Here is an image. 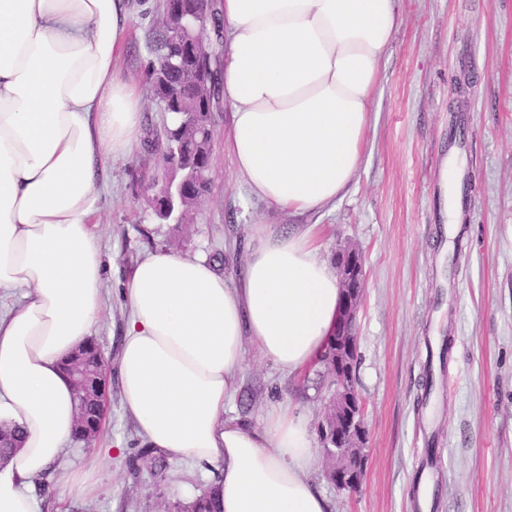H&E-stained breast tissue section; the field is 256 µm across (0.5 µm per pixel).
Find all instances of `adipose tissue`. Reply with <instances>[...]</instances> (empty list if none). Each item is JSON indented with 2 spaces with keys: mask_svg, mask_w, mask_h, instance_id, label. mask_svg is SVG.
<instances>
[{
  "mask_svg": "<svg viewBox=\"0 0 512 512\" xmlns=\"http://www.w3.org/2000/svg\"><path fill=\"white\" fill-rule=\"evenodd\" d=\"M220 14L237 173L291 215L335 203L362 162L398 0H221ZM132 21L129 0H0V290L23 293L0 317V423L23 433L0 464V512H34L33 482L73 436L61 363L102 303L96 170L141 139V85L118 74ZM125 298L119 375L144 446L221 465L224 512H330L296 405L256 424L228 414L247 349L298 376L336 330L342 288L317 225H253L237 276L146 254Z\"/></svg>",
  "mask_w": 512,
  "mask_h": 512,
  "instance_id": "obj_1",
  "label": "adipose tissue"
}]
</instances>
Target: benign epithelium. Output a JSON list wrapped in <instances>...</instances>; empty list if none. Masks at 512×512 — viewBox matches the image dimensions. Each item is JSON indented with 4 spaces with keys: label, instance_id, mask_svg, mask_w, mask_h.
Returning <instances> with one entry per match:
<instances>
[{
    "label": "benign epithelium",
    "instance_id": "benign-epithelium-1",
    "mask_svg": "<svg viewBox=\"0 0 512 512\" xmlns=\"http://www.w3.org/2000/svg\"><path fill=\"white\" fill-rule=\"evenodd\" d=\"M146 187L153 189L154 196L168 198L174 181L168 175H156ZM338 269L343 294L338 342L342 347L336 353V364L331 366L333 390L319 430L324 437L321 443L324 455L336 460L330 478L338 490L351 492L359 487L363 476L368 435L363 407L355 391L359 348L356 318L364 296L362 251L357 247L347 249Z\"/></svg>",
    "mask_w": 512,
    "mask_h": 512
}]
</instances>
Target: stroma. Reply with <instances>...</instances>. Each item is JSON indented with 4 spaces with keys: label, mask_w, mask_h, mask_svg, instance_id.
Listing matches in <instances>:
<instances>
[{
    "label": "stroma",
    "mask_w": 512,
    "mask_h": 512,
    "mask_svg": "<svg viewBox=\"0 0 512 512\" xmlns=\"http://www.w3.org/2000/svg\"><path fill=\"white\" fill-rule=\"evenodd\" d=\"M131 0L123 75L139 77L156 21ZM401 22L373 94L374 126L345 196L288 215L252 195L224 148L229 108L213 115L210 190L187 224L159 221L144 182L161 167L163 126L145 95L143 144L106 159L94 215L106 253L103 305L91 338L105 365L106 413L97 438L68 442L54 478L35 488V512H174L218 477L217 465L160 450L144 455L118 372L129 318L123 286L157 249L241 271L254 224H316L329 257L364 255L356 389L368 429L363 482L336 489L311 477L332 512H512V0H401ZM457 169L445 184L446 160ZM320 367L290 377L248 352L230 404L258 421L292 397L317 429L330 397ZM91 465L99 482L68 497L60 477Z\"/></svg>",
    "instance_id": "35a3bbf8"
}]
</instances>
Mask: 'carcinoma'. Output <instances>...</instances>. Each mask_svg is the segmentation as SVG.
I'll return each mask as SVG.
<instances>
[{
    "instance_id": "obj_1",
    "label": "carcinoma",
    "mask_w": 512,
    "mask_h": 512,
    "mask_svg": "<svg viewBox=\"0 0 512 512\" xmlns=\"http://www.w3.org/2000/svg\"><path fill=\"white\" fill-rule=\"evenodd\" d=\"M177 7L160 3L163 22L155 29L147 48L152 95L166 114L157 146L163 172L185 179L168 212L158 213L165 221L181 225L187 214L208 192L204 177L210 163V139L206 110L216 103L219 78L217 58L223 44L219 16L200 17V0H176ZM100 368L94 343L86 342L63 363L79 399V420L73 438L91 443L100 430L103 393L93 382ZM18 447V431L0 426V462ZM176 512H223L221 485L211 484L187 507Z\"/></svg>"
}]
</instances>
